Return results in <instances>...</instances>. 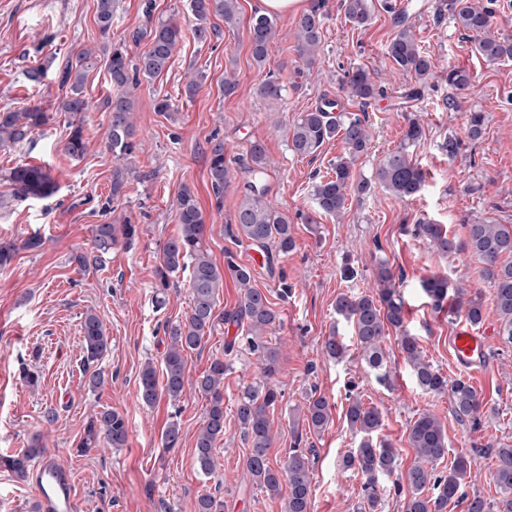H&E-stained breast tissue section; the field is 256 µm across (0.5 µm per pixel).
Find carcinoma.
<instances>
[{
  "label": "carcinoma",
  "instance_id": "obj_1",
  "mask_svg": "<svg viewBox=\"0 0 512 512\" xmlns=\"http://www.w3.org/2000/svg\"><path fill=\"white\" fill-rule=\"evenodd\" d=\"M345 16L356 27L363 29L372 20V0H341ZM189 7L196 20L193 34L204 43L217 34L209 26L210 18L219 16L224 24H237L238 0H190ZM117 0H97L96 22L100 31L108 33L114 24ZM448 10L458 27L471 34L475 50L489 62L512 59V39L500 38L489 33L492 8L476 5L470 0H448ZM396 36L388 43L386 54L415 82L426 86L432 79L429 56L419 47L412 27L406 24L407 10L397 11ZM150 26L132 33L130 41L137 43L147 39V48L130 55L126 38L113 41L103 47L106 73L115 88L112 97L103 103L108 112V148L116 160L112 169V196L116 197L132 175L128 161L140 149L136 139V127L132 121L134 91L142 81L151 82L167 71L181 38V28L172 18L156 22L147 19ZM251 56L257 65L266 60L268 47L278 35L277 18L267 14H254L249 20ZM296 51L308 73H313L322 43V17L315 6L295 20ZM97 53L92 48L77 52L67 60L59 79L60 86L67 88L58 111L68 117L69 134L64 152L73 159L84 156L88 147L85 135L84 114L89 110L85 94L88 72L97 66ZM470 83L467 70L448 69V86L463 89ZM345 89L347 95L368 106L372 100L385 95V89L376 84L368 70L359 67L348 74ZM283 85L278 76L268 74L258 87V94L268 100L282 99ZM47 113L38 108L0 111V147L17 145L30 140L32 131L47 123ZM288 149L296 157L304 158L316 153L326 141L339 135L345 145L346 156L337 160L331 168L332 175L315 181L312 186V211L301 216L303 223L315 224L321 216H341L347 209L348 192L367 195L379 187L401 200L417 197L425 184V175L419 164L409 155V146L422 137V128L416 121L408 123L402 146L388 153L371 177H354V163L370 147L366 120L354 116L346 121L341 116L318 106L301 112L286 127ZM208 176L217 211L224 209V191L230 185V171L226 164L224 139L214 134L209 141ZM271 167L263 143L251 142L248 156L243 162L246 173L241 187L232 237L246 241L258 250L286 254L295 247L292 222L288 215L276 210L267 201L266 175ZM11 187L10 199H47L58 191L56 181L43 166L18 163L3 174ZM177 228L165 243L160 261L155 269L159 287L169 286V277L179 271H189L191 293L190 310L184 319L165 327L168 345L161 369L147 362L140 372L138 396L150 406L160 394L171 401L183 395L186 385L208 402L205 420L195 443V464L205 477L212 476L217 468L215 445L224 438V359H214L209 368L194 381H189L186 354L196 350L209 335L217 322L233 324L245 329V341L249 350L257 355L263 380L244 386L236 402V416L249 450L243 456V467L259 488L272 496L282 492V482L288 483V496L284 512H310L311 508V460L308 451L294 448L281 467H275L269 457L272 446L271 422L268 409L281 397L271 383L279 371V350L266 339L276 326L278 315L271 307L266 294L254 287L251 267L237 264L227 256V269L240 290L237 306L231 310L216 311L220 288L224 287V268L213 260L208 244L210 231L199 201L187 185L179 188L175 197ZM415 235L426 241L436 251L446 254L453 248L447 230L442 224L421 222L414 225ZM137 233L130 220L121 224H99L94 230V248L98 260L123 242L129 244ZM44 239L34 233L20 244L0 243V267L9 265L18 249L38 252ZM466 247L483 261L485 277L494 290L495 309L500 321L499 334L512 343V256L511 224H471L468 228ZM377 295L346 294L336 298V315L346 322L360 347L366 367L378 380L389 379L387 356L383 349L389 329L400 333V347L414 373V378L424 392L434 395L448 394L456 419L474 426L480 424L482 413L481 395L461 377L452 379L425 361L416 337L409 334L404 325V301L396 288V276L388 261L380 260L374 267ZM421 288L436 308L443 307L453 298L457 307L465 311L473 325L483 320L482 298L470 295L464 288L450 287L447 277L435 275L421 282ZM84 372L88 373L87 385L97 388L103 383L91 365L99 362L110 351V339L99 316L92 311L85 313L82 324ZM326 355L336 361L346 356L347 345L331 334L324 344ZM308 428L320 432L329 423L330 405L323 396L311 395L306 405ZM346 417L355 434L360 436L358 448L342 460L346 469L364 477L366 503L363 512H378L381 501L380 479L397 475L393 482L395 493L404 494L405 512H446L449 503L467 501V512H512V445L500 443L491 448L495 464L491 479L501 497L487 504L484 498L468 497L465 491L474 458L458 455L448 472L437 471L438 465L448 454V437L440 421L431 413L424 412L409 428L408 441L415 450L417 461L406 474L397 473L398 454L389 444L374 441L381 428V412L366 406L357 396L348 395ZM128 441V425L123 415L112 409H102L90 419L79 447L96 448L105 443L111 448H122ZM180 427L171 421L162 435V445L170 450L179 447ZM41 453L38 444L12 455L0 456V467L18 478L26 477L32 460ZM195 512H224V501L211 493L198 496Z\"/></svg>",
  "mask_w": 512,
  "mask_h": 512
}]
</instances>
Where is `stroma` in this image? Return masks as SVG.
<instances>
[{
	"instance_id": "stroma-1",
	"label": "stroma",
	"mask_w": 512,
	"mask_h": 512,
	"mask_svg": "<svg viewBox=\"0 0 512 512\" xmlns=\"http://www.w3.org/2000/svg\"><path fill=\"white\" fill-rule=\"evenodd\" d=\"M153 3L154 17L174 18L181 41L168 72L135 92L136 137L141 144L135 170L120 195L112 193L115 160L106 146L104 100L112 85L103 66L88 73L85 86L91 109L86 118L88 150L73 159L63 150L69 133L57 105L64 97L56 78L61 63L85 47H104L95 20L96 0H0V110L40 106L53 120L31 134L30 142L0 149V172L17 163L45 166L56 180V195L43 200L14 202L0 209V243L40 234V252L18 251L0 269V454L23 451L41 439L46 452L73 471L81 512H195L196 498L209 492L224 502V512H282L284 500L268 496L252 483L242 459L248 445L236 417L242 387L260 375L259 364L239 329L217 324L201 346L187 355L189 377L208 369L214 358L224 359V439L218 442L219 467L204 478L194 460L196 436L204 423L207 402L185 390L178 402L159 397L153 406L137 399L139 374L146 361L161 363L167 323L184 318L190 306L186 273H178L167 303H154V270L162 248L176 229L174 200L181 185L191 187L203 209L217 264L226 258L254 267L255 287L268 291L279 320L270 333L281 353L275 383L282 393L270 414L272 462L283 463L290 448L313 449L311 512H358L362 502L361 475L341 466L342 457L356 448L358 436L345 413L346 394L355 390L367 405L379 409L383 425L379 439L398 453L399 473L414 464L408 428L421 413L434 414L448 434V455L477 450L468 493L485 500L496 496L491 480L493 461L486 445H512V344L499 335L493 289L484 265L465 248L470 224H512V60L490 63L475 50L469 34L460 30L446 10V0H413L409 23L423 51L430 56L433 78L416 88L414 80L387 56L396 26L373 0L372 21L366 28L346 19L341 0H307L324 16L318 68L313 75L295 51L296 13L278 18L279 34L263 65L250 54L248 23L256 0H239V22L227 28L211 18L217 30L211 41L198 42L189 0H119L113 38L130 36L146 24L144 8ZM46 71L42 83L26 78L29 68ZM369 70L384 97L372 101L366 114L371 141L356 164L370 176L382 158L403 143L410 119H417L422 137L409 154L424 169L425 185L418 197L403 201L374 189L364 197L350 196L343 218L326 216L304 224L300 213L310 212L311 189L345 152L341 138L320 152L300 158L288 150L284 127L302 112L320 105L326 95L343 100L344 115L359 106L342 87L346 73ZM470 74L464 89L451 88L449 68ZM279 74L285 85L281 101L260 97L257 88L268 73ZM199 85L186 97L190 80ZM236 89L225 94V80ZM168 96L172 114L154 110L156 95ZM484 113V132L469 139L470 112ZM224 139L231 184L224 209L211 205L207 141ZM460 143L455 156L444 149L447 139ZM261 140L272 161L266 176L268 200L292 216L295 248L275 257L272 267L252 262L253 250L228 232L245 179L241 169L252 140ZM131 219L139 227L132 245H118L96 264L81 267L77 255L92 253L94 228ZM427 219L445 225L455 248L442 254L411 228ZM386 258L404 299L405 324L424 356L449 377L462 376L453 361L450 339L465 313L452 302L433 308L421 290L422 279L442 275L450 283L480 294L484 327L489 328L487 358L470 379L483 398L478 427L461 425L448 395L423 393L406 364L396 333L384 342L391 385L369 374L350 327L338 321L336 298L342 293H369L374 287L375 257ZM353 267L354 278L343 276ZM103 322L111 350L98 363L103 387L89 389L83 375L80 322L86 311ZM337 334L348 345L344 360L325 356L323 343ZM39 374L37 387L28 386L23 369ZM326 397L331 407L328 426L309 431L299 409L308 395ZM109 408L128 421L125 447L96 448L79 453L77 443L89 417ZM178 420L181 441L167 451L161 436L170 420Z\"/></svg>"
}]
</instances>
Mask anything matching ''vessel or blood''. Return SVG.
I'll return each mask as SVG.
<instances>
[{
  "instance_id": "obj_1",
  "label": "vessel or blood",
  "mask_w": 512,
  "mask_h": 512,
  "mask_svg": "<svg viewBox=\"0 0 512 512\" xmlns=\"http://www.w3.org/2000/svg\"><path fill=\"white\" fill-rule=\"evenodd\" d=\"M453 358L457 365L478 370L487 354V339L470 326H459L452 341ZM30 485L37 497L39 512H79L73 474L47 455L35 463L30 473Z\"/></svg>"
}]
</instances>
